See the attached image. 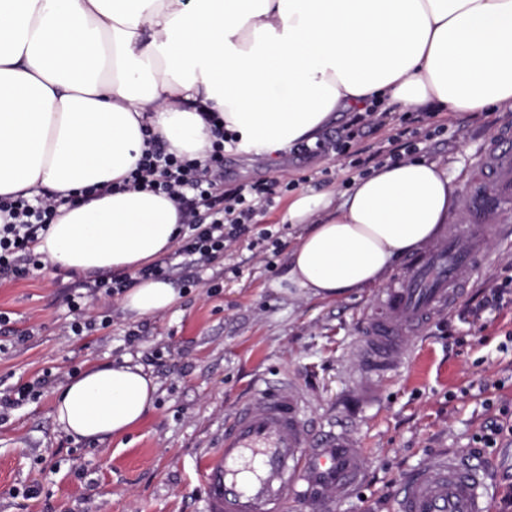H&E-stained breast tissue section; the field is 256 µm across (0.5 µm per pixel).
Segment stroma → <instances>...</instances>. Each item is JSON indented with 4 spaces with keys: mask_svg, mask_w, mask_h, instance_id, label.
<instances>
[{
    "mask_svg": "<svg viewBox=\"0 0 512 512\" xmlns=\"http://www.w3.org/2000/svg\"><path fill=\"white\" fill-rule=\"evenodd\" d=\"M448 122L451 132L428 140L424 153L446 163L464 189L482 145L512 124V112L454 113ZM322 170L326 183H313ZM348 176L333 152H287L275 163L239 150L224 157V180L233 184L303 177L306 190L337 197ZM292 198L279 195L257 218L283 228L272 260L243 245L227 252L223 265L205 274L223 284L216 297L205 285L183 288L195 271L180 269L170 278L179 300L157 316L131 317L119 298H104L86 314L109 313L111 325L75 336L67 330L74 316L66 299L76 274L46 265L0 282V312L10 318L0 328V397L15 385L49 379L39 399L0 419V512H205L201 467L221 444L225 419L256 389L281 384L304 395L315 422L345 424L365 448V483L337 498L331 512H393L404 477L448 451L482 461L491 512H512V442H475L490 418L512 417V303L478 320L465 311L512 277V244L495 235L487 240L485 266L464 302L409 337L398 370L375 382L370 404L357 406L358 345L377 290L329 301L288 284V252L300 233L284 221ZM131 330L140 335L132 344ZM126 357L158 383L146 419L119 438L68 437L53 407L70 367Z\"/></svg>",
    "mask_w": 512,
    "mask_h": 512,
    "instance_id": "obj_1",
    "label": "stroma"
}]
</instances>
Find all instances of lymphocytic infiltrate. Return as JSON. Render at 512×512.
<instances>
[{
  "label": "lymphocytic infiltrate",
  "mask_w": 512,
  "mask_h": 512,
  "mask_svg": "<svg viewBox=\"0 0 512 512\" xmlns=\"http://www.w3.org/2000/svg\"><path fill=\"white\" fill-rule=\"evenodd\" d=\"M381 112H359L337 130L331 144L317 143L315 152L335 149L348 167L363 169L369 164L416 152L421 140L419 123L433 120L430 112L406 113L410 129L375 143H365L368 129L381 126ZM213 140L204 156L190 157L170 151L145 134V148L136 167L116 183H100L64 193L41 192L33 199L0 198V281L18 280L40 269L42 256L36 247L42 234L53 224L60 206L79 205L114 192L150 191L172 200L182 221L178 248L164 261L148 264L135 274L112 278L88 277L67 297L71 310L85 311L92 302L123 293L134 281L167 276L173 269L191 267L204 272L223 261L240 240L250 248L267 251L278 246L272 230L258 228L255 219L275 203L276 189L266 183L228 185L224 182V153L236 149L238 136L224 126L218 114L208 115Z\"/></svg>",
  "instance_id": "obj_1"
}]
</instances>
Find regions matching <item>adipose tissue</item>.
Returning a JSON list of instances; mask_svg holds the SVG:
<instances>
[{
    "label": "adipose tissue",
    "instance_id": "ef3b65f1",
    "mask_svg": "<svg viewBox=\"0 0 512 512\" xmlns=\"http://www.w3.org/2000/svg\"><path fill=\"white\" fill-rule=\"evenodd\" d=\"M372 104L512 111V0H0V197L118 181L146 125L195 157L216 112L242 150L273 159ZM459 201L454 174L426 158L381 165L338 204L302 193L288 208L302 231L287 280L325 300L374 286ZM179 226L165 196L120 192L60 208L38 250L81 276L132 271L170 251ZM176 303L163 279L121 297L138 317ZM157 388L133 359L94 365L54 417L77 440L118 437Z\"/></svg>",
    "mask_w": 512,
    "mask_h": 512
}]
</instances>
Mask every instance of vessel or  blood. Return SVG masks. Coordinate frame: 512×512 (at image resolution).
I'll list each match as a JSON object with an SVG mask.
<instances>
[{
	"mask_svg": "<svg viewBox=\"0 0 512 512\" xmlns=\"http://www.w3.org/2000/svg\"><path fill=\"white\" fill-rule=\"evenodd\" d=\"M455 224L408 257L394 283L377 293L364 319L357 391L397 370L407 339L454 307L485 263V241L512 221V125L481 152ZM367 471L358 439L343 428L316 430L303 396L268 387L243 401L224 425L221 446L203 471L207 512H285L288 498L310 512H329ZM397 512H489L479 468L456 454L408 475L396 492Z\"/></svg>",
	"mask_w": 512,
	"mask_h": 512,
	"instance_id": "b4317fda",
	"label": "vessel or blood"
}]
</instances>
